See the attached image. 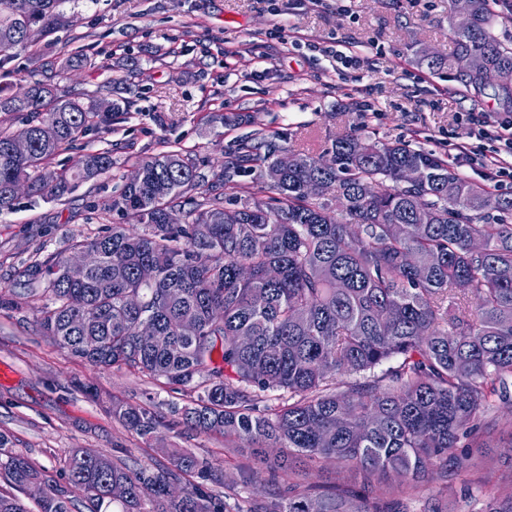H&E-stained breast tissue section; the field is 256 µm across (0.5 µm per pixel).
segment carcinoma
Here are the masks:
<instances>
[{
  "instance_id": "obj_1",
  "label": "carcinoma",
  "mask_w": 512,
  "mask_h": 512,
  "mask_svg": "<svg viewBox=\"0 0 512 512\" xmlns=\"http://www.w3.org/2000/svg\"><path fill=\"white\" fill-rule=\"evenodd\" d=\"M62 3L0 0V66L21 51L42 57L26 31L37 27L51 43L65 24ZM496 22L494 0H472L465 30L448 11L452 59L481 56L501 74L495 97L508 105L512 47L495 35ZM84 62L46 58L42 79L19 80L13 94L0 89V112L27 115L17 130H0L1 212L12 209L22 183L55 199L112 169L104 148L86 153L74 173L50 170L56 155L122 110L110 82L93 94L60 88L61 71ZM46 125L56 130L50 140ZM19 139L29 144L23 156L12 151ZM261 148L241 143L237 162L219 174L262 183L264 197L248 191L231 207L190 154L142 157L143 180L124 184L105 207L130 215L142 233L114 224L21 271L30 292L45 298L40 331L91 366H125L182 387L188 430L250 449L274 474L288 475L299 456L353 463L366 487L391 472L419 480L450 464L468 471L469 455L448 452L512 380V196L405 142L347 135L330 157L297 155L288 168ZM405 167L418 168L420 180L400 184ZM313 179L321 186L315 196L306 192ZM386 180L394 186L375 190ZM490 211L494 224L484 221ZM174 212L181 223L168 222ZM476 241L482 249L472 248ZM77 250L97 253L80 280L68 274ZM407 253L415 265L403 262ZM270 266L279 278L266 277ZM144 322L153 335H139ZM85 392L146 442L160 441L161 416L151 406ZM158 451L169 465L88 459L76 449L61 484L0 432V478L19 489L42 484L38 512H74V488L86 512H374L349 488L315 494L300 483L235 511L229 494L221 499L204 485L216 479L208 459L175 446ZM182 475L198 481L169 495Z\"/></svg>"
}]
</instances>
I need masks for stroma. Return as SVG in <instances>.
<instances>
[{"label": "stroma", "mask_w": 512, "mask_h": 512, "mask_svg": "<svg viewBox=\"0 0 512 512\" xmlns=\"http://www.w3.org/2000/svg\"><path fill=\"white\" fill-rule=\"evenodd\" d=\"M449 0H65L67 24L56 34L62 55H87V64L62 73V88L92 93L111 83L129 110L113 115L106 133L90 132L62 151L55 169L76 170L89 149L112 146L111 171L76 184L57 200L20 191L0 214V296H22L0 309V431L16 450L63 481V459L83 448L140 465L160 457L135 433L74 388L94 385L132 405H153L169 418L170 403L185 404L180 386L128 368L98 369L43 336L36 317L43 304L29 296L17 272L75 239L128 224L104 212L137 160L162 150L190 153L206 178L241 139L258 135L277 149L317 156L337 137L362 133L382 143L399 140L448 155V139L467 140L471 112H497L492 90H466L453 66L429 70L421 49L448 57ZM339 47L353 61L336 64L324 53ZM167 443L209 458L223 475L251 468L248 454L228 452L220 436H189L163 427ZM458 452L472 455L470 472L430 475L419 483L394 476L369 490L384 512H427L442 496L445 512H489L512 490V395L494 401ZM302 484L327 491L359 488L355 467L329 461L301 472ZM263 472L236 488L241 503L284 488Z\"/></svg>", "instance_id": "stroma-1"}]
</instances>
